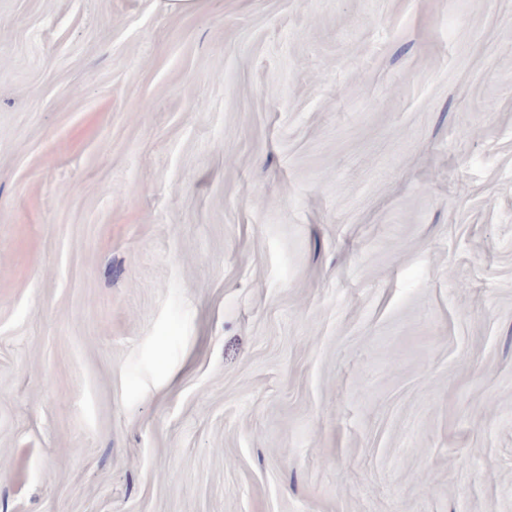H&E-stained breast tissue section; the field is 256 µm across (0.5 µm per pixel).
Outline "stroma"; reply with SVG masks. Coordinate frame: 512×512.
I'll return each mask as SVG.
<instances>
[{
  "label": "stroma",
  "mask_w": 512,
  "mask_h": 512,
  "mask_svg": "<svg viewBox=\"0 0 512 512\" xmlns=\"http://www.w3.org/2000/svg\"><path fill=\"white\" fill-rule=\"evenodd\" d=\"M0 512H512V0H0Z\"/></svg>",
  "instance_id": "stroma-1"
}]
</instances>
